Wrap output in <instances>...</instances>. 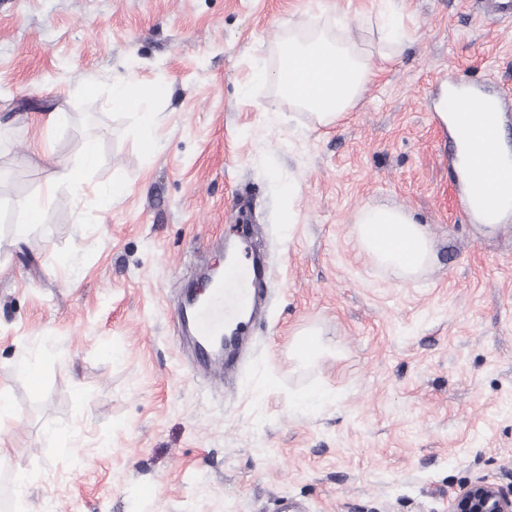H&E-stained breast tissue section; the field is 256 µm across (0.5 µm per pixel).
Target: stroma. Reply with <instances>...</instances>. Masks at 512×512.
Returning a JSON list of instances; mask_svg holds the SVG:
<instances>
[{
  "instance_id": "obj_1",
  "label": "stroma",
  "mask_w": 512,
  "mask_h": 512,
  "mask_svg": "<svg viewBox=\"0 0 512 512\" xmlns=\"http://www.w3.org/2000/svg\"><path fill=\"white\" fill-rule=\"evenodd\" d=\"M401 6L400 54L315 128L257 69L303 30L376 50L379 0L345 17L318 0H0V512H275L282 496L448 512L462 486H512V218L463 215L435 110L452 77L512 90V24L474 0ZM120 78L160 90L154 153L109 101ZM50 112L66 115L52 129ZM90 138L93 189L125 187L107 207L47 192ZM239 194L270 281L225 383L180 347L175 310ZM33 196L40 224L17 207ZM383 205L429 234L415 278L356 246L352 214ZM307 331L325 351L300 362ZM37 356L35 391L16 364ZM316 387L329 401L294 405Z\"/></svg>"
}]
</instances>
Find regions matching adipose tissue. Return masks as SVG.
<instances>
[{
    "mask_svg": "<svg viewBox=\"0 0 512 512\" xmlns=\"http://www.w3.org/2000/svg\"><path fill=\"white\" fill-rule=\"evenodd\" d=\"M381 2L385 15L375 51H363L353 41L324 34L307 42L292 40L284 47L282 61L270 79L277 91L285 92L290 104L306 111L317 124H334L350 112L363 99L381 64L390 61L407 41L405 31L390 17L395 9L393 0ZM153 93V88L129 80L112 87L113 105L136 114L141 146L147 152L155 148L159 118L157 113L144 111L142 104ZM98 162V144L87 140L79 165L54 161L49 193L79 194L85 185V173L93 171ZM352 222L360 250L400 276L418 275L432 258L428 234L401 208L365 207L353 214Z\"/></svg>",
    "mask_w": 512,
    "mask_h": 512,
    "instance_id": "1",
    "label": "adipose tissue"
}]
</instances>
